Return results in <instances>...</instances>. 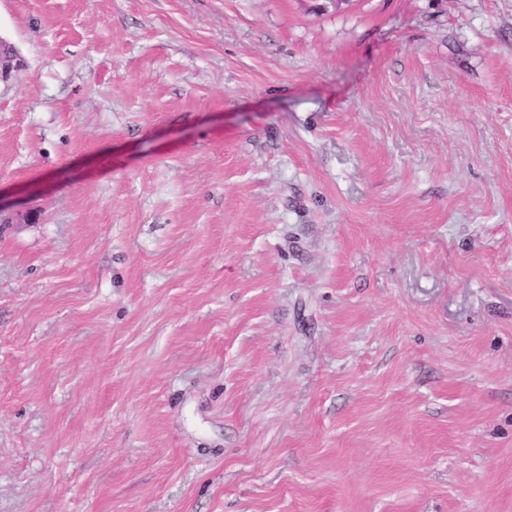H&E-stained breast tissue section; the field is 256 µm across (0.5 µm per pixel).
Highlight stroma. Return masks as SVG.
<instances>
[{
	"label": "stroma",
	"instance_id": "35a3bbf8",
	"mask_svg": "<svg viewBox=\"0 0 512 512\" xmlns=\"http://www.w3.org/2000/svg\"><path fill=\"white\" fill-rule=\"evenodd\" d=\"M0 37V512H512V0Z\"/></svg>",
	"mask_w": 512,
	"mask_h": 512
}]
</instances>
